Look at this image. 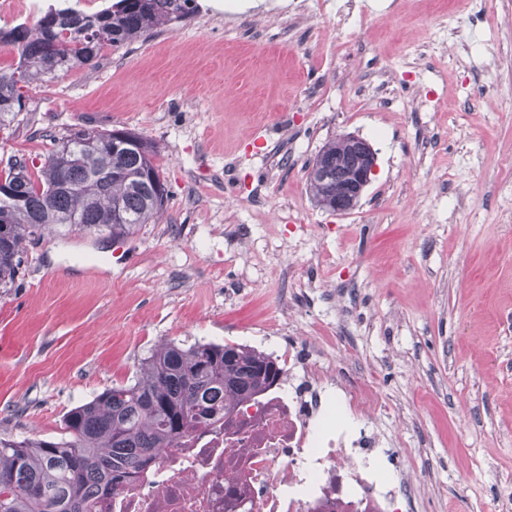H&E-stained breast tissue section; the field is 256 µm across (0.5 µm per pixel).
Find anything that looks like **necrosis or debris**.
<instances>
[{"label": "necrosis or debris", "mask_w": 512, "mask_h": 512, "mask_svg": "<svg viewBox=\"0 0 512 512\" xmlns=\"http://www.w3.org/2000/svg\"><path fill=\"white\" fill-rule=\"evenodd\" d=\"M278 381L223 419L199 425L96 512H401L416 473L379 479L384 441L365 414L368 386H340L318 353L291 347ZM341 387L361 424L333 419Z\"/></svg>", "instance_id": "obj_1"}]
</instances>
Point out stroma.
<instances>
[{
  "label": "stroma",
  "instance_id": "stroma-1",
  "mask_svg": "<svg viewBox=\"0 0 512 512\" xmlns=\"http://www.w3.org/2000/svg\"><path fill=\"white\" fill-rule=\"evenodd\" d=\"M0 161L126 129L171 196L121 241L57 225L0 288V438L169 344L318 348L376 392L414 512H512V0H224L26 88ZM367 140L358 205L314 202L329 138Z\"/></svg>",
  "mask_w": 512,
  "mask_h": 512
}]
</instances>
